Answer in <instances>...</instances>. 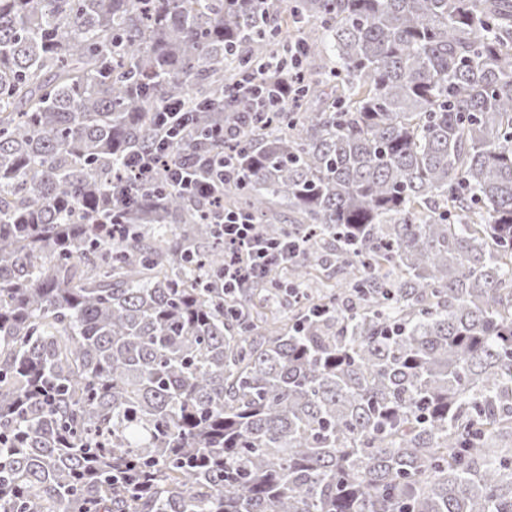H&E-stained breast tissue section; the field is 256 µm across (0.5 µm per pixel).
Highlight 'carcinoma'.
<instances>
[{
	"label": "carcinoma",
	"mask_w": 512,
	"mask_h": 512,
	"mask_svg": "<svg viewBox=\"0 0 512 512\" xmlns=\"http://www.w3.org/2000/svg\"><path fill=\"white\" fill-rule=\"evenodd\" d=\"M281 8L0 0V512H512V0H295L222 204L300 250L226 292L120 162L222 151ZM262 75L263 73L251 75L248 84L242 86L235 94L236 98H238L243 105L244 112L249 117V122L257 117L259 118V112H267L269 104L275 105L272 103V99H275L279 103H284L291 99L293 92L291 83H287V81L283 79V81L278 84L279 88H277V90L279 93L277 97L271 98L272 91L268 89L270 83H267Z\"/></svg>",
	"instance_id": "cac0c4a2"
}]
</instances>
